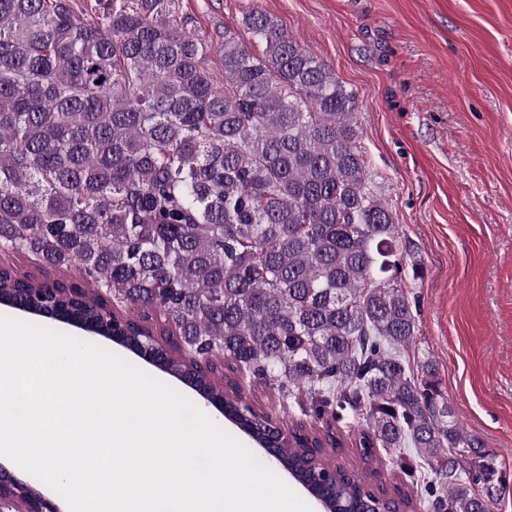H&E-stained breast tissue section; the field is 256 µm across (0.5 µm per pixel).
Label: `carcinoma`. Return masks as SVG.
I'll return each mask as SVG.
<instances>
[{"instance_id":"1","label":"carcinoma","mask_w":512,"mask_h":512,"mask_svg":"<svg viewBox=\"0 0 512 512\" xmlns=\"http://www.w3.org/2000/svg\"><path fill=\"white\" fill-rule=\"evenodd\" d=\"M176 2L0 0V250L93 285L65 297L16 269L0 296L117 330L131 351L162 317L192 357L305 396L304 415L362 420L365 452L416 455L435 475L428 512H490L495 460L433 364H411L399 236L367 181L353 93L260 10L244 27L262 53L224 35L217 84ZM160 369L193 373L175 357ZM192 389L266 443L242 387ZM279 465L327 512H370L364 476L300 448Z\"/></svg>"}]
</instances>
